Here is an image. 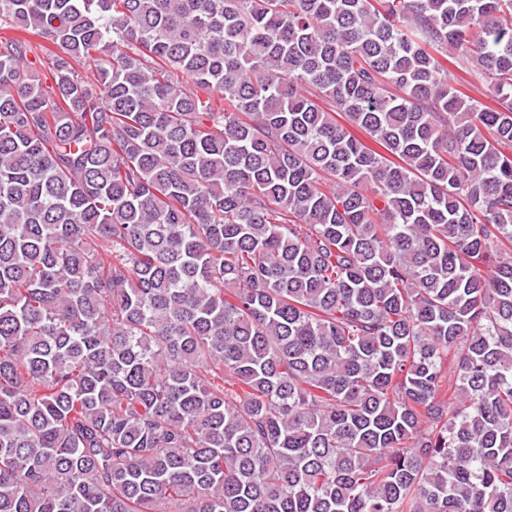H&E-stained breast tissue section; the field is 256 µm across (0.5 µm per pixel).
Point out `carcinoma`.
<instances>
[{
    "mask_svg": "<svg viewBox=\"0 0 512 512\" xmlns=\"http://www.w3.org/2000/svg\"><path fill=\"white\" fill-rule=\"evenodd\" d=\"M0 512H512V0H0Z\"/></svg>",
    "mask_w": 512,
    "mask_h": 512,
    "instance_id": "carcinoma-1",
    "label": "carcinoma"
}]
</instances>
